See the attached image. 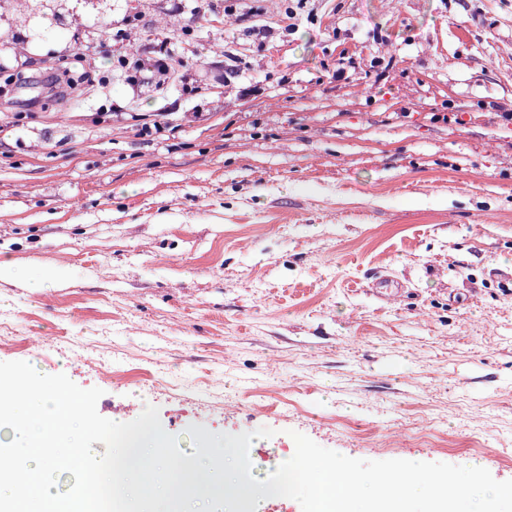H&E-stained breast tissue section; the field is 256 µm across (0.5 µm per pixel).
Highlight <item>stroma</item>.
I'll return each instance as SVG.
<instances>
[{"instance_id":"35a3bbf8","label":"stroma","mask_w":512,"mask_h":512,"mask_svg":"<svg viewBox=\"0 0 512 512\" xmlns=\"http://www.w3.org/2000/svg\"><path fill=\"white\" fill-rule=\"evenodd\" d=\"M311 7L262 40L287 0H0V362L184 451L270 428L261 480L295 431L512 480V0ZM163 37L194 90L129 85ZM77 54L98 83L55 97Z\"/></svg>"}]
</instances>
